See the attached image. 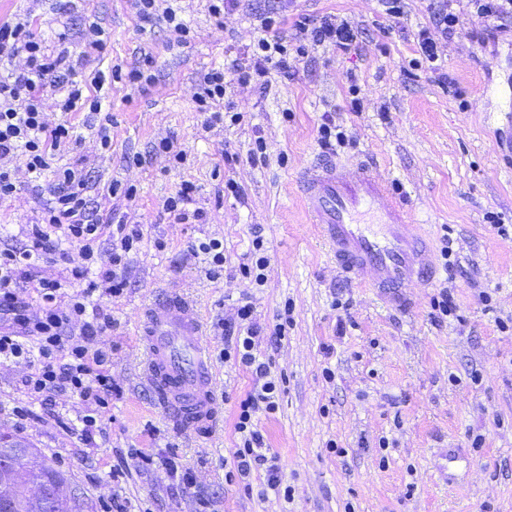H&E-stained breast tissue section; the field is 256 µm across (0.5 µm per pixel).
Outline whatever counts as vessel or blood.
I'll return each instance as SVG.
<instances>
[{
  "label": "vessel or blood",
  "mask_w": 512,
  "mask_h": 512,
  "mask_svg": "<svg viewBox=\"0 0 512 512\" xmlns=\"http://www.w3.org/2000/svg\"><path fill=\"white\" fill-rule=\"evenodd\" d=\"M299 189L309 220L337 266L369 285L389 305H409L406 289L437 275L429 242L417 230L395 186L379 182L368 165L347 166L328 157L305 167ZM141 378L161 410L197 436L217 422L216 378L195 306L171 289L146 311Z\"/></svg>",
  "instance_id": "b4317fda"
}]
</instances>
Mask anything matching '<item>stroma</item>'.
I'll return each instance as SVG.
<instances>
[{
  "mask_svg": "<svg viewBox=\"0 0 512 512\" xmlns=\"http://www.w3.org/2000/svg\"><path fill=\"white\" fill-rule=\"evenodd\" d=\"M433 3L404 0L400 17L386 20L377 0H239L219 22L209 0H174L197 33L181 44L166 27L140 23L133 0H0V23L26 19L49 51L69 47L83 74L147 60L155 74L143 93L113 83L106 115L62 112V89L39 94L46 122L69 121L77 136L56 149L54 167L84 168L101 222L113 217L143 232L122 271L126 290L100 299L114 319L111 374L122 393L100 410L93 445L81 438L77 397L53 395L45 408L21 385L29 364L0 363V432L62 472L78 488L82 512H105L116 496L132 512H198L203 498L209 512H512V156L497 146L512 117V19L480 44L470 35L467 0H455L459 26L446 38L433 22ZM270 11L288 45L303 16H335L359 37L347 51L328 42L309 46L290 57L287 73L270 70L267 88L230 82L224 102L240 121L207 125L196 103L202 74L244 58L262 36L258 15ZM91 19L109 34L100 52L83 43ZM423 29L462 98L443 88L439 72L412 67ZM328 121L343 133L332 149L337 161L369 164L377 179L396 185L430 243L438 274L409 284V311L387 307L340 270L308 221L297 177L324 155L319 129ZM104 126L112 139L107 151ZM165 139L185 153L181 165L157 152ZM257 139L265 158L254 163L249 150ZM133 154L139 163H129ZM0 167L16 185L0 198L2 250L22 244L20 228L50 200L53 173L34 176L19 160ZM230 178L240 197L225 194ZM185 180L199 187L195 205L206 212L204 223L164 208ZM114 182L135 186V197L108 196ZM494 216L506 233L492 226ZM257 233L268 257L260 286L238 272ZM211 239L224 244L217 280L206 277V257L196 250ZM167 288L185 292L202 317L220 407L207 438L175 426L140 383L146 308ZM443 288L455 309L437 320L431 301ZM244 300L259 329L256 353L279 386L276 413L257 418L279 490L261 471L225 478L239 442L235 406L254 388L249 371L222 357L223 325ZM287 306L291 321L275 334ZM21 409L30 418L20 419ZM131 448L179 458L194 485L142 469ZM448 448L472 460L451 484L435 472ZM119 462L126 475L116 481Z\"/></svg>",
  "mask_w": 512,
  "mask_h": 512,
  "instance_id": "1",
  "label": "stroma"
}]
</instances>
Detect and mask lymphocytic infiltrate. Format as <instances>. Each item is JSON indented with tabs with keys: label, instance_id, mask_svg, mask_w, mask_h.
<instances>
[{
	"label": "lymphocytic infiltrate",
	"instance_id": "1",
	"mask_svg": "<svg viewBox=\"0 0 512 512\" xmlns=\"http://www.w3.org/2000/svg\"><path fill=\"white\" fill-rule=\"evenodd\" d=\"M135 7L140 22L165 25L181 43L194 39V30L178 17L168 0H135ZM278 25L275 16L263 17L264 35L248 50L246 60L234 65L233 80L246 84L266 76L270 69L287 70L288 47ZM296 28L313 44L330 42L342 50L350 49L357 39L348 23L332 16L317 22L305 18ZM19 53L25 56L24 68L10 79L0 80V160L21 159L27 170L36 174L52 171L54 189L41 217L23 225L22 247L0 250V361L32 360L34 370L22 380L30 395L68 392L77 396L86 408L81 418L83 439L90 443L96 431L95 410L104 407L116 392L109 371L112 347L106 341L112 331V316L92 306L86 291L59 304L61 281L38 276L37 268L43 262L69 261V253L60 247L65 239L79 248L82 261L72 267L71 276L82 279L104 226L90 211L89 184L82 170L52 168L53 150L72 140L73 129L65 123L47 126L37 92L49 85L65 87L63 111L96 114L106 102V77L99 73L85 79L67 51L48 53L29 31L27 20L0 24V56ZM227 82L220 70L202 77L197 105L206 113L208 124L240 118L239 113L227 116L216 108L224 98ZM142 239L139 228L117 225L110 263L98 273L105 294L114 296L123 291L125 281L116 269L124 265L127 254L136 250ZM31 285L43 300L35 311L19 298L22 288ZM252 316L253 307L247 302L238 307L234 321L224 325L225 360L249 368L257 381L254 391L238 406L235 429L241 444L232 453L234 475L245 478L254 470L265 469L267 484L275 489L281 484L278 469L255 418L258 412L272 414L277 410V384L270 377L268 363L255 353Z\"/></svg>",
	"mask_w": 512,
	"mask_h": 512
}]
</instances>
